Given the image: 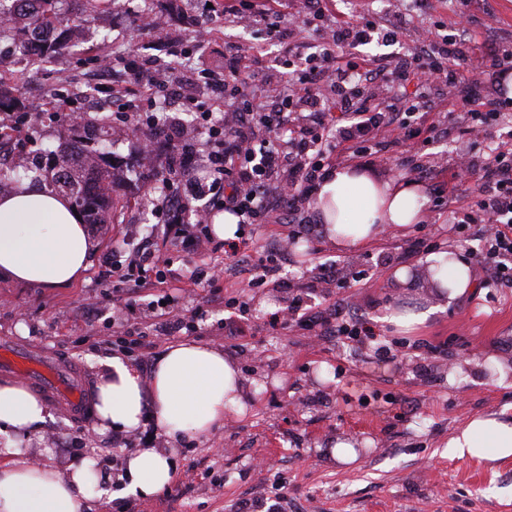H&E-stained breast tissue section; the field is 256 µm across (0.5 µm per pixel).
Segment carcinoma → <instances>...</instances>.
Instances as JSON below:
<instances>
[{
  "label": "carcinoma",
  "instance_id": "carcinoma-1",
  "mask_svg": "<svg viewBox=\"0 0 512 512\" xmlns=\"http://www.w3.org/2000/svg\"><path fill=\"white\" fill-rule=\"evenodd\" d=\"M3 2L0 0V17L8 18V23L0 25V42L18 41L28 48L38 31L53 27L59 32L57 39L34 49L39 57L50 58L85 41L112 0H84L80 15L75 18L60 7L63 0H14L17 8L13 11L4 10ZM16 104L15 89L0 81V112ZM60 119L67 126L72 150L39 161L44 186L66 195L84 213L85 223L110 224L112 211L120 204L112 197L111 163L103 150V143L110 140V126L90 120L74 124L63 114Z\"/></svg>",
  "mask_w": 512,
  "mask_h": 512
}]
</instances>
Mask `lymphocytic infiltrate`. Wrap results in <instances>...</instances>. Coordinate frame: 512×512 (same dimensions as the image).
Instances as JSON below:
<instances>
[{"instance_id":"obj_1","label":"lymphocytic infiltrate","mask_w":512,"mask_h":512,"mask_svg":"<svg viewBox=\"0 0 512 512\" xmlns=\"http://www.w3.org/2000/svg\"><path fill=\"white\" fill-rule=\"evenodd\" d=\"M278 3L250 0L248 4L250 17L265 23L266 41L283 42L288 34L305 29L311 19L325 17L329 23L319 32L321 49L307 55L289 51L279 62V72L248 92L239 74L249 50L230 48L223 74L211 80L224 96L223 123L212 127L202 144L186 134L180 120L165 124L175 173L154 205L155 212L166 216L154 230L186 254H224L223 264L194 269L190 281L206 284L214 295L226 272L246 276L252 288L266 284L275 273L267 256L248 240L213 242L204 220L196 216L199 201L219 203L243 224L270 223L274 213L301 211L333 158L366 157L389 134L394 145L410 150L402 162L404 170L416 180L432 182L440 202L457 214V227L480 224L487 229L478 260L489 267L496 284L511 286L512 143L493 145L489 139L496 127L512 124V114L505 100L483 94L482 89L488 83L503 85L512 77V52L493 47L475 55L470 50L472 36L464 30L439 41L423 39L395 63L380 65L359 49L376 38L387 45L395 42L404 15H395L383 26L368 13L357 19L330 18L323 0H294L293 20L288 23ZM411 82L416 85L413 97H390L391 89ZM270 86L276 87L278 100L272 109L264 93ZM433 95L447 100V115L432 113L428 102ZM447 125L472 140L465 171L476 180V198L458 195L455 185L437 181L435 165L414 153ZM161 261V256L141 245L126 263L112 267L116 295L149 299L139 321L118 317L113 322L114 333L130 337L135 347L148 331L169 334L183 328L185 317L171 308L164 277L153 273ZM295 324L319 328L324 336L376 337L369 322L340 310L324 321L291 312L275 313L269 319L274 329Z\"/></svg>"}]
</instances>
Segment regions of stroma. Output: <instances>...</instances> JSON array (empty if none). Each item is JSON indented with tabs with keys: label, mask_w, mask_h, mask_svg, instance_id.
Here are the masks:
<instances>
[{
	"label": "stroma",
	"mask_w": 512,
	"mask_h": 512,
	"mask_svg": "<svg viewBox=\"0 0 512 512\" xmlns=\"http://www.w3.org/2000/svg\"><path fill=\"white\" fill-rule=\"evenodd\" d=\"M225 0H114L100 16L94 35L80 47L63 52L25 71L19 96L18 131L0 144V162L18 165L38 180L32 165L40 155L60 151L67 133L53 120L48 104L54 94L68 97L73 110L118 124L110 107L120 100L126 112L143 109L139 88L119 81L125 65L138 58L161 68L180 53L189 80L185 93L210 112L224 117V101L200 80L204 69L224 66V49L244 44L253 54L242 70L244 80L272 72L284 46L268 45L262 23L243 26L224 12ZM150 6L165 21L162 32L142 30L137 13ZM370 10L379 23L398 12L406 21L393 46L372 43L365 54L382 59L406 54L418 31L436 39L454 33L455 0H427L420 9L403 0H333L332 12L346 16ZM477 50L512 49V0H470L466 8ZM212 20L207 43L193 38L196 20ZM120 208L110 224H91L87 231L97 249L84 275L58 288H42L0 277V337L62 358L75 366L89 387H96L102 364L119 355L142 377L176 341L193 340L232 356L251 403L243 414H231L204 438H164L176 471L164 492L129 499L127 512H239L242 504L276 505V512H512V461L458 458L448 440L470 417L512 405V384L499 380L485 364L494 355L512 365V288H493L489 272L476 260L481 244L452 231L450 209L426 204L427 229L410 225L387 230L366 246L341 251L324 239L310 209L300 216L306 231L292 246L287 224L245 227L244 236L272 250L284 245L276 279L246 291L248 320L243 336L224 332L228 313L221 301L204 304V314L175 336L148 335L143 348L125 350L112 333V252L127 225L157 223L147 196H160L157 167H143L135 144L118 139L109 145ZM434 252L452 251L470 267L473 290L414 330L386 323L392 309L429 307L438 299L426 275L424 254L405 261L410 279L393 277V258L422 234ZM335 267V281L316 293L305 289L319 265ZM366 274L364 286L350 283ZM304 308L328 313L333 305L376 322L378 338L360 342L345 336L317 340L301 326L272 331L267 313L285 307L290 287ZM50 419L21 446L35 461L65 470L93 458L103 471L112 469V433L95 422L78 426L49 402ZM339 442L353 444L354 463L333 461Z\"/></svg>",
	"instance_id": "stroma-1"
}]
</instances>
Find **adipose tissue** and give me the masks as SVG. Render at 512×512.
<instances>
[{
  "label": "adipose tissue",
  "mask_w": 512,
  "mask_h": 512,
  "mask_svg": "<svg viewBox=\"0 0 512 512\" xmlns=\"http://www.w3.org/2000/svg\"><path fill=\"white\" fill-rule=\"evenodd\" d=\"M425 199L411 185L377 182L351 168L331 170L316 192L312 209L324 235L337 247L354 248L386 229L404 228L424 216ZM96 246L63 196L26 180L0 197V273L18 282L56 287L78 279ZM431 280L443 281L444 300L471 292V274L461 261L443 254L426 259ZM94 409L101 429L139 430L155 421L167 435L201 437L223 425L230 412H243L246 390L233 361L222 351L183 341L170 345L149 381L121 357L105 363ZM49 411L25 386L0 381V512H82L89 489L108 480L86 459L62 473L28 458L14 438L41 427ZM454 457L512 459V418L506 412L479 414L448 441ZM172 459L154 448L129 453L121 476L122 493L155 495L171 483Z\"/></svg>",
  "instance_id": "1"
}]
</instances>
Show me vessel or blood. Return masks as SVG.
I'll use <instances>...</instances> for the list:
<instances>
[{"instance_id":"vessel-or-blood-1","label":"vessel or blood","mask_w":512,"mask_h":512,"mask_svg":"<svg viewBox=\"0 0 512 512\" xmlns=\"http://www.w3.org/2000/svg\"><path fill=\"white\" fill-rule=\"evenodd\" d=\"M0 368L41 386L69 412L81 413L87 405L80 376L70 366L43 353L1 339Z\"/></svg>"}]
</instances>
